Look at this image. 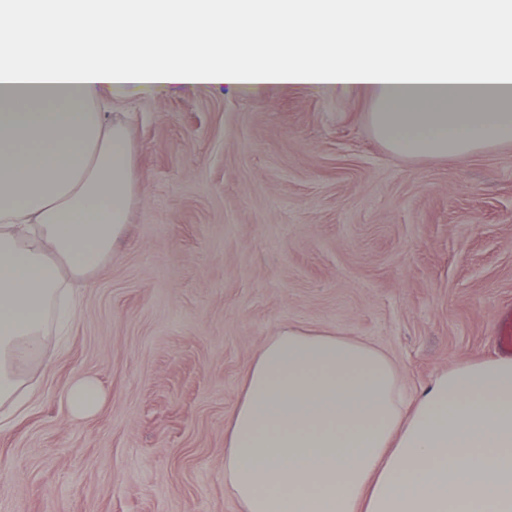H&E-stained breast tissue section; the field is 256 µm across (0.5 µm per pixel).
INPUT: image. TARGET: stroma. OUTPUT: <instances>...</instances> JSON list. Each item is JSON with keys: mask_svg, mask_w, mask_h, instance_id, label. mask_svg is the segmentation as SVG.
Instances as JSON below:
<instances>
[{"mask_svg": "<svg viewBox=\"0 0 512 512\" xmlns=\"http://www.w3.org/2000/svg\"><path fill=\"white\" fill-rule=\"evenodd\" d=\"M137 198L0 424V512H240L224 430L260 347L296 325L369 343L417 397L498 356L512 311V144L408 158L333 85L103 89ZM81 378L98 409L73 416Z\"/></svg>", "mask_w": 512, "mask_h": 512, "instance_id": "obj_1", "label": "stroma"}]
</instances>
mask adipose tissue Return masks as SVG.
Here are the masks:
<instances>
[{
    "label": "adipose tissue",
    "instance_id": "1",
    "mask_svg": "<svg viewBox=\"0 0 512 512\" xmlns=\"http://www.w3.org/2000/svg\"><path fill=\"white\" fill-rule=\"evenodd\" d=\"M142 27L163 31L143 50ZM211 80L363 87L390 151L461 159L512 143V0H0V422L137 196L126 126L89 102ZM224 486L241 512H512V357L410 404L378 348L285 327L227 424Z\"/></svg>",
    "mask_w": 512,
    "mask_h": 512
}]
</instances>
